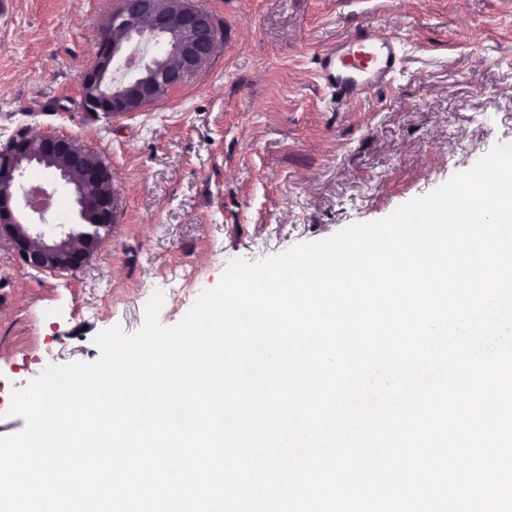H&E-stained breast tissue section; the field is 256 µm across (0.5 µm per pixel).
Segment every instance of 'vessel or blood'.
<instances>
[{
    "label": "vessel or blood",
    "mask_w": 512,
    "mask_h": 512,
    "mask_svg": "<svg viewBox=\"0 0 512 512\" xmlns=\"http://www.w3.org/2000/svg\"><path fill=\"white\" fill-rule=\"evenodd\" d=\"M408 40V35L393 36L365 23L335 50L318 55V70L337 104L352 105L392 84Z\"/></svg>",
    "instance_id": "1"
}]
</instances>
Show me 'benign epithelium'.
<instances>
[{
  "mask_svg": "<svg viewBox=\"0 0 512 512\" xmlns=\"http://www.w3.org/2000/svg\"><path fill=\"white\" fill-rule=\"evenodd\" d=\"M220 36L214 18L190 0L171 10L163 0H121L101 27L94 66L81 75L87 112L118 116L138 111L163 88L181 85L215 53ZM154 41L177 51L176 67L147 63L136 75L112 88V72L133 41ZM42 170L73 193L76 220L42 223L44 214L21 184L26 172ZM116 213L112 170L91 160L76 141L55 134L32 138L24 132L0 145V236L8 237L17 256L38 272L74 271L83 267L109 234ZM38 215L41 223L33 222Z\"/></svg>",
  "mask_w": 512,
  "mask_h": 512,
  "instance_id": "benign-epithelium-1",
  "label": "benign epithelium"
}]
</instances>
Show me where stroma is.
I'll use <instances>...</instances> for the list:
<instances>
[{"label": "stroma", "instance_id": "1", "mask_svg": "<svg viewBox=\"0 0 512 512\" xmlns=\"http://www.w3.org/2000/svg\"><path fill=\"white\" fill-rule=\"evenodd\" d=\"M224 30L211 60L123 116L85 112L119 0H11L0 14V143L23 126L108 163L117 211L82 268L39 273L0 238V436L13 389L137 331L162 292L177 324L228 264L382 219L512 143V0H193ZM411 31L394 85L336 108L314 70L360 22Z\"/></svg>", "mask_w": 512, "mask_h": 512}]
</instances>
